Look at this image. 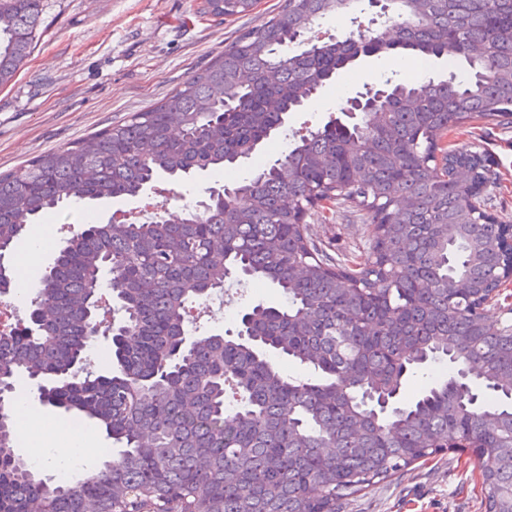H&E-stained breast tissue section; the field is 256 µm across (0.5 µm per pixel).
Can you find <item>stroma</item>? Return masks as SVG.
Here are the masks:
<instances>
[{
  "label": "stroma",
  "mask_w": 512,
  "mask_h": 512,
  "mask_svg": "<svg viewBox=\"0 0 512 512\" xmlns=\"http://www.w3.org/2000/svg\"><path fill=\"white\" fill-rule=\"evenodd\" d=\"M200 0H44L34 48L15 80L0 89V172L20 168L39 154L70 145L135 112H145L169 95L190 72L207 67L242 32L264 25L283 0H259L247 16L216 20L201 16ZM407 56L390 54L359 57L340 70L306 107L289 113L288 128L318 127L331 113L386 78L408 77ZM484 142L491 167L499 176L493 209L497 223L512 225V124L487 125ZM255 159L232 165L229 173L199 172L176 186L193 202L207 200V188L226 179L246 177ZM142 198L104 202L88 211L65 209L33 225L14 253L25 277L18 283L26 292L52 261L56 248L47 231L64 237L65 226L88 220L104 224L116 210L142 208ZM308 235L331 256H364L367 226L358 213L339 209L325 219H311ZM267 284L253 281L227 321L207 323L213 333L237 334L241 316L253 305L277 302ZM34 446L43 451L40 472L54 476L71 466L82 475L101 462V449L111 447L95 426L77 436L57 437L52 430L35 429ZM344 512H481L480 479L475 459L451 452L417 463L354 496Z\"/></svg>",
  "instance_id": "1"
}]
</instances>
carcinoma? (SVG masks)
I'll return each instance as SVG.
<instances>
[{
  "instance_id": "1",
  "label": "carcinoma",
  "mask_w": 512,
  "mask_h": 512,
  "mask_svg": "<svg viewBox=\"0 0 512 512\" xmlns=\"http://www.w3.org/2000/svg\"><path fill=\"white\" fill-rule=\"evenodd\" d=\"M258 0H201L219 20ZM360 0H284L146 112L0 173V252L51 212L136 197L148 185L221 171L251 156L360 55L464 60L434 80L383 82L380 111L291 133L288 151L201 205L151 219L82 224L62 241L30 302L31 335L0 308V389L49 385L42 401L90 420L119 456L70 484L47 481L16 447L0 403V512H339L405 467L472 452L484 512H512V322L482 307L512 279L492 218L497 175L483 135L448 148V129L512 120V0H382L388 27L282 52ZM43 0H0V88L31 54ZM360 212L369 251L331 260L307 220ZM112 305L96 311L105 267ZM259 280L285 302L250 310L246 335L189 348L206 301ZM123 308L116 369L76 375L93 334ZM310 371L293 377L276 359ZM447 379L399 402L415 370Z\"/></svg>"
}]
</instances>
